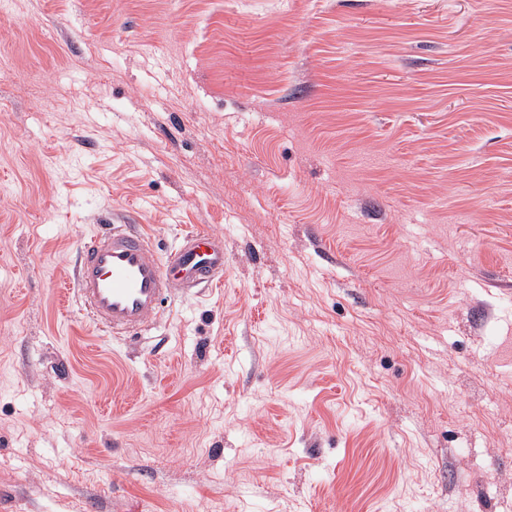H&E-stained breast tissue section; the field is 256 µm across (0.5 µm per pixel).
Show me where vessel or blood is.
<instances>
[{
  "label": "vessel or blood",
  "instance_id": "vessel-or-blood-1",
  "mask_svg": "<svg viewBox=\"0 0 512 512\" xmlns=\"http://www.w3.org/2000/svg\"><path fill=\"white\" fill-rule=\"evenodd\" d=\"M223 277L224 239L217 232L181 231L164 253L138 225L105 224L79 243L74 298L100 332L124 339L158 322L167 299Z\"/></svg>",
  "mask_w": 512,
  "mask_h": 512
}]
</instances>
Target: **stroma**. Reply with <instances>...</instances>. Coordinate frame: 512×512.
Returning <instances> with one entry per match:
<instances>
[{"mask_svg":"<svg viewBox=\"0 0 512 512\" xmlns=\"http://www.w3.org/2000/svg\"><path fill=\"white\" fill-rule=\"evenodd\" d=\"M0 512H512V0H0ZM223 277L224 239L217 232L182 230L162 255L138 224H103L80 241L70 290L84 318L114 340L158 322L167 299Z\"/></svg>","mask_w":512,"mask_h":512,"instance_id":"1","label":"stroma"}]
</instances>
